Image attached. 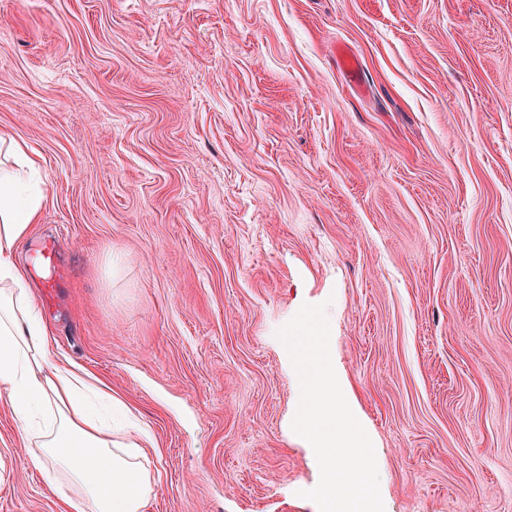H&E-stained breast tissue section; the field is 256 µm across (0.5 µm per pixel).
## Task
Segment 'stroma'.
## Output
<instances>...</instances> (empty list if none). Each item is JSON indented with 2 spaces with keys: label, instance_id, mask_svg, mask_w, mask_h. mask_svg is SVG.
Here are the masks:
<instances>
[{
  "label": "stroma",
  "instance_id": "35a3bbf8",
  "mask_svg": "<svg viewBox=\"0 0 512 512\" xmlns=\"http://www.w3.org/2000/svg\"><path fill=\"white\" fill-rule=\"evenodd\" d=\"M0 131L149 512H319L276 332L323 302L385 512H512V0H0ZM16 434L0 512H59Z\"/></svg>",
  "mask_w": 512,
  "mask_h": 512
}]
</instances>
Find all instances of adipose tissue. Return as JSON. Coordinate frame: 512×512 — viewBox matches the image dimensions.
Masks as SVG:
<instances>
[{
  "label": "adipose tissue",
  "instance_id": "obj_1",
  "mask_svg": "<svg viewBox=\"0 0 512 512\" xmlns=\"http://www.w3.org/2000/svg\"><path fill=\"white\" fill-rule=\"evenodd\" d=\"M1 147L15 164L0 166V399L63 512H148L153 442L142 427L115 418L120 402L106 383L53 356L50 326L17 260L45 199L31 179L38 162L3 133Z\"/></svg>",
  "mask_w": 512,
  "mask_h": 512
}]
</instances>
